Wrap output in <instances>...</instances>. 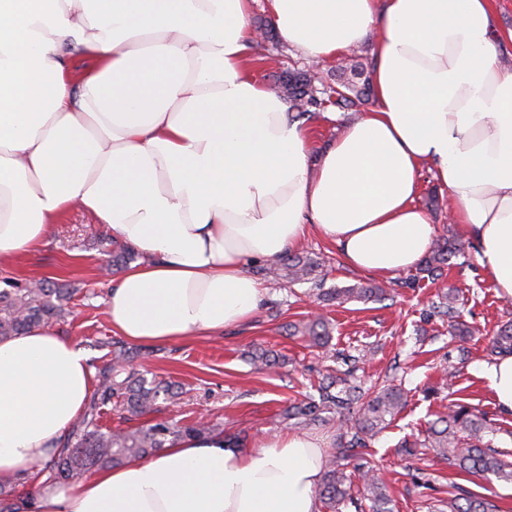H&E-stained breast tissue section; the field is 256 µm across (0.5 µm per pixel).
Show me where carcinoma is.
Masks as SVG:
<instances>
[{
  "label": "carcinoma",
  "mask_w": 512,
  "mask_h": 512,
  "mask_svg": "<svg viewBox=\"0 0 512 512\" xmlns=\"http://www.w3.org/2000/svg\"><path fill=\"white\" fill-rule=\"evenodd\" d=\"M334 106L356 107L369 99L370 86H360L346 78L363 72L362 63L354 59L338 67ZM315 77L290 74L283 84L288 89L290 110L305 116L311 109L322 106L314 85ZM461 245L453 238L437 240L421 265L420 273L431 279L442 275L444 266L460 251ZM281 265L292 282L306 279L318 266L310 257L281 258ZM387 288L365 284L357 288L318 289V298L341 301L356 298L380 300L387 296ZM74 292L54 288L43 279L26 286L12 283L0 289V339L17 336L29 329L44 327L64 316ZM454 297L436 305L438 313L448 317L454 335L463 339L469 328L455 320ZM293 334L301 335L311 344L322 346L330 338L326 321L317 318L292 325ZM489 355L503 357L512 354V324L506 323L490 339ZM129 353L124 345L112 344L111 358L98 368L96 385L82 413L72 424L66 442L47 461L33 465L45 476V483H60L80 479L86 474L123 464L130 458H145L157 449L184 437L202 438L221 435L218 426L195 420L174 423L165 419L149 421L126 431H112L103 427L102 420L108 407H119L133 416L142 417L154 412L159 396L173 398L174 385L168 382L147 381L146 377L129 368ZM406 402L402 388L384 385L378 389L365 388L330 372L321 376L319 397L291 404L287 418L300 425H320L336 421V448L324 460L323 480L318 489L320 499L336 507L359 508L352 492L355 479L361 480L363 497L370 500L373 512H387L383 505L389 501L383 482L361 464H351L369 447V441L382 432L401 412ZM493 428L486 414L468 404L455 402L448 412L439 415L429 426L424 439L405 440L400 448L408 457H415L419 449L430 448L448 467L470 476H495L512 483V465L501 459L488 435ZM448 498V512H497V505L487 497L471 491L459 483L452 485ZM26 503L14 495V487L0 483V512H24Z\"/></svg>",
  "instance_id": "1"
}]
</instances>
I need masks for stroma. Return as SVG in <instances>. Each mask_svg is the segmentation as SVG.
Returning a JSON list of instances; mask_svg holds the SVG:
<instances>
[{
	"label": "stroma",
	"mask_w": 512,
	"mask_h": 512,
	"mask_svg": "<svg viewBox=\"0 0 512 512\" xmlns=\"http://www.w3.org/2000/svg\"><path fill=\"white\" fill-rule=\"evenodd\" d=\"M250 21L268 31L267 39L254 46L253 57L257 78L270 90H279L291 72L315 73L324 84L335 83V62L314 64L289 50L265 0H255ZM448 201L447 189L432 172L423 171L418 205L431 217L438 235L455 237L463 245L462 254L452 258L438 280L422 277L413 267L393 275L397 291L392 298L318 302L314 286L354 288L370 277L348 267L335 246L312 235L296 252L317 260L318 268L307 280L293 283L272 263H264L261 278L268 291L252 322L219 336H191L162 345L130 343L134 366L183 388L176 401L159 399L160 417L175 422L203 417L227 430H244L253 448L288 431L282 414L289 402L315 395L318 371L336 368L337 353H360L365 360L356 367V380L370 385L391 377L408 394L405 408L365 454L367 468L387 485L391 512H441L454 480L493 496L501 512H512L511 483L457 474L429 448L417 458L402 456L398 448L402 438L423 437L429 422L446 412L450 402L464 401L486 413L495 430L494 446L512 463V415L497 408L487 381L479 375L492 363L486 352L489 337L512 320V300L498 297L474 245L460 225L452 223ZM111 235L94 216L74 210L35 252L0 262V281L23 284L46 278L74 289L69 315L54 320L52 328L81 346L95 368L103 364L106 343L114 338L106 312L112 279L100 272L105 257L99 246L100 239ZM444 292L454 295L458 321L473 331L466 340L453 339L447 321L425 316ZM318 314L330 323L328 347H311L289 335V324ZM259 348L284 356L285 365L257 368L249 354ZM463 348L469 352L464 361L459 358Z\"/></svg>",
	"instance_id": "obj_1"
}]
</instances>
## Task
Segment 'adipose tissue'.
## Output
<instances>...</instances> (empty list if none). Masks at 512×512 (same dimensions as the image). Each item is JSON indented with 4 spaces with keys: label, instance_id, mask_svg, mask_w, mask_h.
Returning <instances> with one entry per match:
<instances>
[{
    "label": "adipose tissue",
    "instance_id": "obj_1",
    "mask_svg": "<svg viewBox=\"0 0 512 512\" xmlns=\"http://www.w3.org/2000/svg\"><path fill=\"white\" fill-rule=\"evenodd\" d=\"M308 61L373 41V107L312 154L305 119L262 85L252 0H0V260L45 243L74 208L144 264L112 284L115 334L143 343L250 321L254 273L309 234L389 276L436 234L423 165L447 188L499 297L512 299V31L492 0H267ZM95 66L72 68L75 58ZM94 384L48 328L0 341V482L67 439ZM319 439L259 448L184 438L65 487L32 512H318Z\"/></svg>",
    "mask_w": 512,
    "mask_h": 512
}]
</instances>
